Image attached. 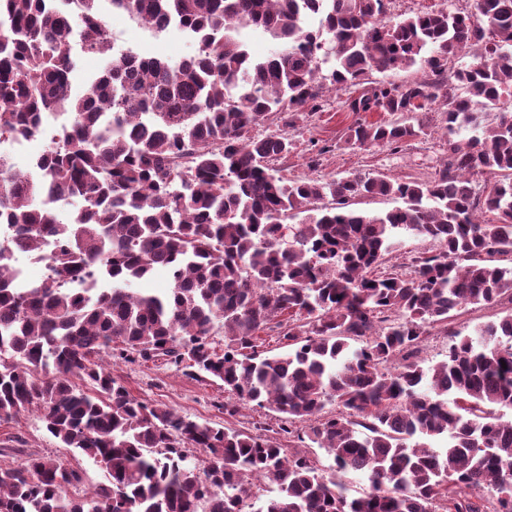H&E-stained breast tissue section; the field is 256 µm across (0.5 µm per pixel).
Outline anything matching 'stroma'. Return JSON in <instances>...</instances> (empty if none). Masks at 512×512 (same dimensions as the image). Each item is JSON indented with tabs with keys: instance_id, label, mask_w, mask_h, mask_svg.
Segmentation results:
<instances>
[{
	"instance_id": "35a3bbf8",
	"label": "stroma",
	"mask_w": 512,
	"mask_h": 512,
	"mask_svg": "<svg viewBox=\"0 0 512 512\" xmlns=\"http://www.w3.org/2000/svg\"><path fill=\"white\" fill-rule=\"evenodd\" d=\"M123 38L128 48L162 59L190 55L194 43L178 32L156 35L136 24H124ZM347 92L325 91L321 112L298 122L289 130L294 149L276 164L280 175L288 180L342 177L350 174H383L393 179L407 175L428 177L442 155L446 140L441 113L428 115L430 137L392 153L383 149H350L344 143L346 133L357 116L346 108ZM105 365L123 383L131 395L167 405L181 415L201 423L246 430L253 422L264 419V410L249 407L235 417L224 413V388L221 383L194 380L170 365L158 362L127 363L105 358ZM31 455H52L84 472L85 486L97 485L103 479L99 466L60 443L45 429L37 410H29L13 419L0 422V463L18 464Z\"/></svg>"
}]
</instances>
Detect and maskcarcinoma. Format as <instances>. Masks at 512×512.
<instances>
[{"label": "carcinoma", "instance_id": "1", "mask_svg": "<svg viewBox=\"0 0 512 512\" xmlns=\"http://www.w3.org/2000/svg\"><path fill=\"white\" fill-rule=\"evenodd\" d=\"M105 4L170 23L195 53L113 52ZM473 8L475 21L450 7L391 21L387 0H0V141L69 119L36 174L0 155L9 248L56 243L34 282L0 251V420L36 409L103 470L75 497L82 472L59 458L0 464V512H243L261 477L277 493L254 512H512V313L473 335L448 326L512 302V0ZM243 28L276 49L252 57ZM75 43L108 59L76 97ZM327 87L360 90L351 112L396 116L355 122L349 147L399 151L440 105L447 155L426 179L283 178L287 133L253 130L321 111ZM47 192L83 205L64 221L36 202ZM373 197L401 205L352 208ZM405 234L436 249L402 272L387 262ZM156 271L170 288H134ZM434 329L452 345L426 366ZM260 330L285 350L260 349ZM101 353L211 376L239 402L228 415L253 405L275 424L229 429L140 401ZM352 476L366 480L356 496Z\"/></svg>", "mask_w": 512, "mask_h": 512}]
</instances>
